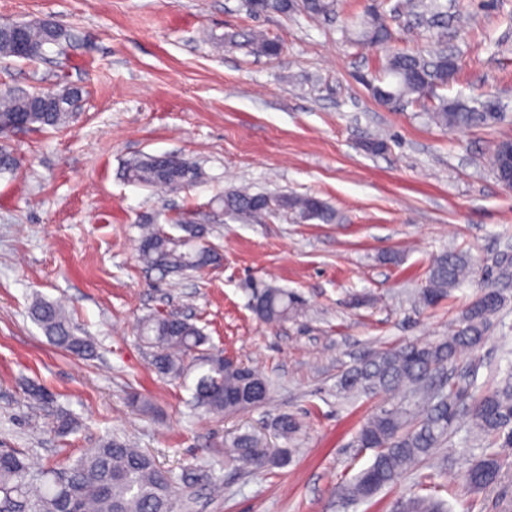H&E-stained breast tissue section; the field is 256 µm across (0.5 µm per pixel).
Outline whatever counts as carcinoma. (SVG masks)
<instances>
[{
	"mask_svg": "<svg viewBox=\"0 0 512 512\" xmlns=\"http://www.w3.org/2000/svg\"><path fill=\"white\" fill-rule=\"evenodd\" d=\"M254 13H287L296 7L294 0H248ZM311 18L335 14L336 0H301ZM431 15V24L447 17L443 0H399L391 15ZM358 41L380 47L391 38L388 15L371 5L354 22ZM68 33L56 25L39 22L0 24V58L19 57V42L29 48L24 59L43 58L48 48L61 46ZM251 51L259 56L276 57L280 45L262 34L250 40ZM454 54L433 49L425 54L397 52L387 54L381 63L391 81H366L374 98L394 108L403 101L418 102L429 119L439 127H491L508 120L505 105L479 97L449 99L437 93L457 75L450 67ZM81 89H59L15 93L0 91V137L22 128H61L72 119ZM129 181L165 192H177L201 182L204 173L195 162L174 154L142 155L126 164ZM224 212L243 221H252L274 209L291 210L319 219L336 220V212L312 196H270L246 190H230L222 197ZM185 235L174 238L146 219L138 241L140 260L161 273L198 272L219 261L207 246L197 245L204 228L183 224ZM470 272L467 255L445 250L429 266L424 288L417 301L432 307L458 287ZM507 298L496 289H487L469 304L460 322L440 341L420 345L407 342L372 354L351 367L340 381L345 393L368 392L390 396L401 390L415 394L412 408H382L358 431L357 447L374 450L372 462L356 478L338 488L346 500H368L394 484L403 474L433 456L447 441L460 413L467 414L473 431L495 439L499 448H512V373L498 388L477 391L478 366L473 364L448 388L434 389L430 379L453 364L457 357L480 346L491 321L506 306ZM302 313L299 297L284 289L268 286L260 292L256 316L266 323H280ZM30 315L45 335L65 351L86 357L93 353L89 337L78 336L58 302L35 298ZM141 341L153 349L152 366L163 376L186 379L196 372L193 399L209 413H237L263 404L269 397L271 382L247 367L244 373L224 372V356L205 353L208 342L203 330L180 316H148L138 324ZM286 451L262 448L250 435L232 444V460L247 468L262 469L282 460ZM499 453L484 451L468 468L464 479L468 487L483 489L500 478ZM187 475L161 469L153 456L119 438H107L98 447L61 464L35 468L26 452L0 448V512H176L180 507L179 485ZM397 512H447L444 501L431 496H415L399 501Z\"/></svg>",
	"mask_w": 512,
	"mask_h": 512,
	"instance_id": "obj_1",
	"label": "carcinoma"
}]
</instances>
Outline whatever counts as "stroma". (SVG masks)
Masks as SVG:
<instances>
[{"instance_id": "obj_1", "label": "stroma", "mask_w": 512, "mask_h": 512, "mask_svg": "<svg viewBox=\"0 0 512 512\" xmlns=\"http://www.w3.org/2000/svg\"><path fill=\"white\" fill-rule=\"evenodd\" d=\"M366 0H340L335 19L300 10L251 14L245 0H0V21L49 20L70 39L45 59L0 60V89L82 88L77 120L60 130L21 129L7 145L15 171L0 173V448H21L33 466L63 462L117 436L157 465L195 473L179 493L183 512H391L397 501L441 487L453 512H501L512 502V453L498 485L463 481L482 448L459 420L447 444L368 501L336 488L373 459L357 447L362 424L384 405L341 393L338 382L374 352L448 333L472 298L502 287L507 304L486 340L457 367L478 365L477 387H496L512 360V283L495 262L512 252V190L487 158L512 140V122L443 130L419 106L379 104L364 83L382 50L344 35ZM445 44L461 57L444 96H497L512 105V0H447ZM278 41L258 57L254 32ZM371 140L380 151L367 150ZM171 153L198 163L203 181L159 195L129 182L125 164ZM254 193L317 197L336 211L326 224L294 212L245 223L220 198ZM164 230L188 219L206 227L220 264L160 275L139 259V220ZM469 252L473 273L435 307L418 305L431 258ZM288 289L302 315L269 325L251 309L252 284ZM62 301L94 352L76 357L31 319L35 297ZM182 313L209 348L255 367L274 383L268 401L240 414L194 407L193 379L171 380L151 365L137 324ZM52 395L35 409L28 382ZM152 403L133 411L129 393ZM66 410L78 422L52 429ZM289 415L292 439L277 434ZM253 434L292 450L282 466L243 468L226 455Z\"/></svg>"}]
</instances>
